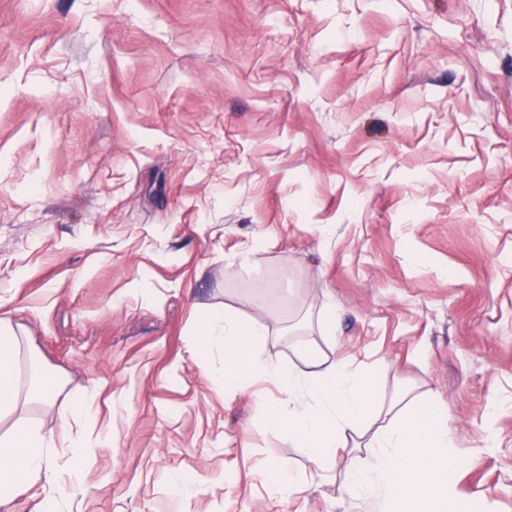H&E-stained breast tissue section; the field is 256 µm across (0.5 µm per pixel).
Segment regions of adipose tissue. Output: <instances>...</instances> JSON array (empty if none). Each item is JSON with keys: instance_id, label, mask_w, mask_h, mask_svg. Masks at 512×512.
<instances>
[{"instance_id": "obj_1", "label": "adipose tissue", "mask_w": 512, "mask_h": 512, "mask_svg": "<svg viewBox=\"0 0 512 512\" xmlns=\"http://www.w3.org/2000/svg\"><path fill=\"white\" fill-rule=\"evenodd\" d=\"M267 336L264 324L242 320L226 308L214 309L200 326L193 354L204 361L221 353L211 373L230 390H250L257 380L284 387L287 400L265 404V420L309 458L319 461L327 449L347 447L350 436L365 438L372 454L365 463L352 464L349 493L376 496L382 512H447L459 463L449 451L445 423L417 419L406 390L389 407H379L358 368L343 358L310 355L301 372L272 364L262 356ZM27 348L26 328L0 316V419L17 415L32 399L59 407L64 416L87 412L89 398L63 402L59 389L24 388L19 365ZM111 441L108 431L95 437L74 433L61 446L54 433L18 423L0 434V504L36 485L40 512H60L61 501L86 490L95 448Z\"/></svg>"}]
</instances>
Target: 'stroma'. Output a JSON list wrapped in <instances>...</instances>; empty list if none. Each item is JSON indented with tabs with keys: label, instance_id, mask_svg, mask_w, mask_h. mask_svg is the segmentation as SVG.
I'll list each match as a JSON object with an SVG mask.
<instances>
[{
	"label": "stroma",
	"instance_id": "stroma-1",
	"mask_svg": "<svg viewBox=\"0 0 512 512\" xmlns=\"http://www.w3.org/2000/svg\"><path fill=\"white\" fill-rule=\"evenodd\" d=\"M214 307L411 388L512 512V0H0V315L114 438L64 512H378L204 376ZM255 477L265 484L270 492L281 500H287L294 492L290 479L288 456L265 461L255 470Z\"/></svg>",
	"mask_w": 512,
	"mask_h": 512
}]
</instances>
